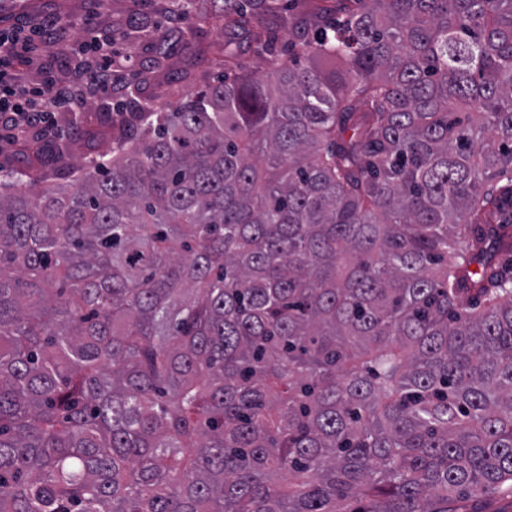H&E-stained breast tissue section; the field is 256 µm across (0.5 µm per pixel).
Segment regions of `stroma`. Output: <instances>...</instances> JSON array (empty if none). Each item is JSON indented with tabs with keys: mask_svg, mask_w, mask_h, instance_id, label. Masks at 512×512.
Returning a JSON list of instances; mask_svg holds the SVG:
<instances>
[{
	"mask_svg": "<svg viewBox=\"0 0 512 512\" xmlns=\"http://www.w3.org/2000/svg\"><path fill=\"white\" fill-rule=\"evenodd\" d=\"M171 0H112L100 7L98 0H0V30L17 19L46 23L56 18L70 19L75 26L51 54L30 61L22 73L31 81L39 80L43 71L66 75L74 70L72 60L81 54L82 36L78 30L85 19H92L101 32L117 36L116 47L126 58L129 80L138 82L140 96L156 103L170 94L187 93L212 83L220 75L239 70L262 72L271 56L288 52V28L280 16L269 17L263 32L271 45L270 55L257 56L243 49L236 61L225 62L224 42L228 32L219 0H194L188 17L193 35L183 36L179 29H168L166 11ZM168 29L170 51L162 69L149 73L147 63L155 56V31Z\"/></svg>",
	"mask_w": 512,
	"mask_h": 512,
	"instance_id": "obj_1",
	"label": "stroma"
}]
</instances>
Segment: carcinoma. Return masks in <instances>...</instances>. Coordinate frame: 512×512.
<instances>
[{"instance_id":"carcinoma-1","label":"carcinoma","mask_w":512,"mask_h":512,"mask_svg":"<svg viewBox=\"0 0 512 512\" xmlns=\"http://www.w3.org/2000/svg\"><path fill=\"white\" fill-rule=\"evenodd\" d=\"M288 33L308 64L131 99L75 167L58 142L66 185L17 143L0 512H450L512 483V0H304Z\"/></svg>"}]
</instances>
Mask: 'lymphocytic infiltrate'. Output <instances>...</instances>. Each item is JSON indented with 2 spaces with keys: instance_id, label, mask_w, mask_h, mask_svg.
<instances>
[{
  "instance_id": "lymphocytic-infiltrate-1",
  "label": "lymphocytic infiltrate",
  "mask_w": 512,
  "mask_h": 512,
  "mask_svg": "<svg viewBox=\"0 0 512 512\" xmlns=\"http://www.w3.org/2000/svg\"><path fill=\"white\" fill-rule=\"evenodd\" d=\"M85 44L93 59L75 79L59 80L45 71L40 81L27 84L18 81L20 63L29 59L37 47L52 48L58 31L44 26H17L9 35L0 33V128L35 130L40 136H56L52 119L55 108L78 111L92 99L124 91L123 64L119 57L106 52L104 44L86 27Z\"/></svg>"
}]
</instances>
